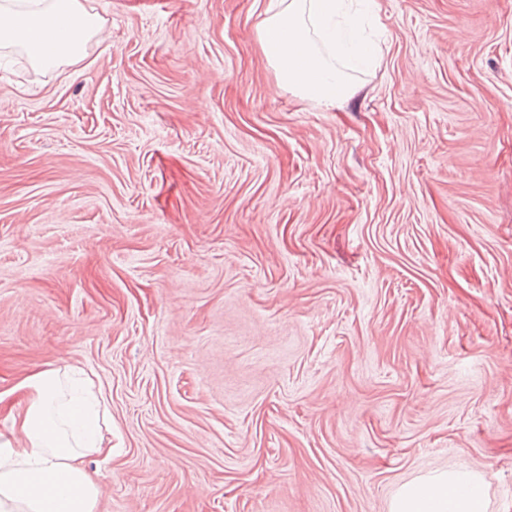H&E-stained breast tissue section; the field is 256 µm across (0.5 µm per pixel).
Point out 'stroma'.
Instances as JSON below:
<instances>
[{
    "label": "stroma",
    "instance_id": "1",
    "mask_svg": "<svg viewBox=\"0 0 512 512\" xmlns=\"http://www.w3.org/2000/svg\"><path fill=\"white\" fill-rule=\"evenodd\" d=\"M81 2L84 58L0 48V434L76 370L97 512H512V0H380L334 106L268 0ZM391 512H486V502L476 475L448 471L402 487Z\"/></svg>",
    "mask_w": 512,
    "mask_h": 512
}]
</instances>
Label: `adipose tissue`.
<instances>
[{
  "label": "adipose tissue",
  "mask_w": 512,
  "mask_h": 512,
  "mask_svg": "<svg viewBox=\"0 0 512 512\" xmlns=\"http://www.w3.org/2000/svg\"><path fill=\"white\" fill-rule=\"evenodd\" d=\"M378 9L377 0H269L257 36L285 85L332 106L352 91L335 58L347 57L354 69L376 59L360 17ZM103 32L102 17L80 0H0V48L20 47L42 67L81 59ZM31 386L33 398L0 442V512H96L98 485L81 460L106 446L100 398L56 369ZM391 512H486V502L476 475L448 471L402 487Z\"/></svg>",
  "instance_id": "1"
}]
</instances>
